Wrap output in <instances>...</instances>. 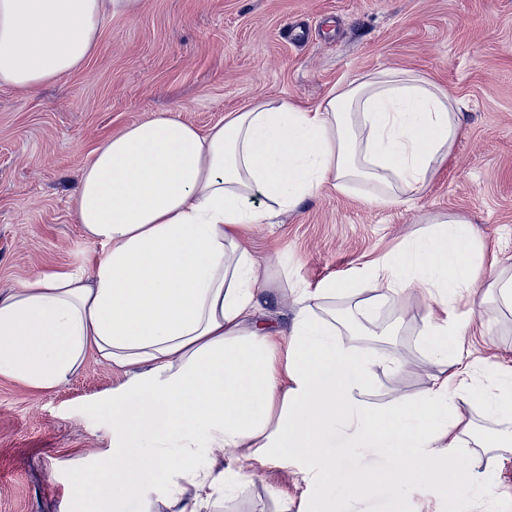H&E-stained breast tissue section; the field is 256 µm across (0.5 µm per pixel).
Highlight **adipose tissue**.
Listing matches in <instances>:
<instances>
[{"label":"adipose tissue","mask_w":512,"mask_h":512,"mask_svg":"<svg viewBox=\"0 0 512 512\" xmlns=\"http://www.w3.org/2000/svg\"><path fill=\"white\" fill-rule=\"evenodd\" d=\"M141 0H0V85L36 88L81 67L109 12ZM462 131L456 101L416 73L355 78L304 108L269 99L200 132L168 113L125 128L85 168L74 211L104 245L92 271L43 274L0 292V376L38 389L64 381L88 353L125 369L112 393L116 461L72 479L101 512H138L144 481L179 475L174 512H199L209 484L198 450L256 448L310 459L327 495L318 512L381 481L400 499L414 481L470 486L462 434L470 366L459 290L477 293L484 271L470 255L475 232L452 220L367 265L358 313L412 287L431 307L420 332L444 373L419 398L374 406L364 396L375 360L340 338L312 304L347 291L334 279L297 301L287 376L274 332L258 321L267 288L242 230L295 209L325 183H375L382 206L419 191ZM259 205H252V198ZM285 412L274 417L275 403ZM373 449L382 475L351 467Z\"/></svg>","instance_id":"1"}]
</instances>
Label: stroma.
I'll return each mask as SVG.
<instances>
[{
	"instance_id": "1",
	"label": "stroma",
	"mask_w": 512,
	"mask_h": 512,
	"mask_svg": "<svg viewBox=\"0 0 512 512\" xmlns=\"http://www.w3.org/2000/svg\"><path fill=\"white\" fill-rule=\"evenodd\" d=\"M307 40H286L288 28ZM384 69L411 71L461 106L463 133L448 160L407 204L386 207L375 185L346 192L323 186L272 224L252 225L244 241L276 301L269 327L293 316L302 291L350 281L414 235L459 219L476 232L475 260L512 275V0H142L137 13L102 24L92 56L75 72L37 89L0 86V291L42 274L91 269L104 248L87 240L73 197L94 151L113 134L160 112L208 130L229 113L272 98L315 106L333 88ZM482 302L461 295L469 319L467 360L474 392L492 390L491 368L512 369V304L484 286ZM352 290L315 302L319 316L380 365L366 399L375 404L426 393L438 365L420 345L429 301L407 289L381 302L376 320L357 319ZM123 369L88 356L69 379L37 390L0 378V512H82L75 472L112 458L113 390ZM472 491L414 482L402 500L374 484L351 512H512V446L484 448L502 429L480 404L464 410ZM219 458L221 476L202 512H315L309 460L254 454Z\"/></svg>"
}]
</instances>
